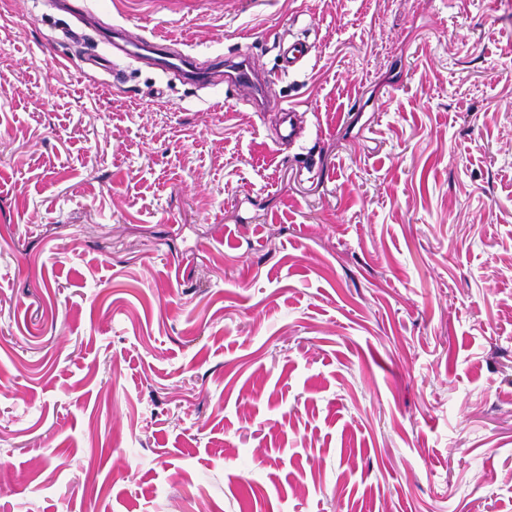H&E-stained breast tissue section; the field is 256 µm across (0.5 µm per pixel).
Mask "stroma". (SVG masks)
<instances>
[{"mask_svg":"<svg viewBox=\"0 0 512 512\" xmlns=\"http://www.w3.org/2000/svg\"><path fill=\"white\" fill-rule=\"evenodd\" d=\"M72 3L0 0V512H512V0ZM184 45L177 41L169 44H161L147 38L140 39L131 49H127L129 55H143V52L150 54L154 64L162 71H173L181 73L187 80L194 84H205L210 82L214 75L220 73L224 77V83L228 86L246 87L252 92L250 102L257 111H262L271 98V79H263L254 63L245 59L240 62L224 59L219 60L216 66L201 64L199 66L195 58L182 51L171 49V45ZM224 66V74H223ZM311 56V46L305 41L296 40L286 45L281 52L282 70L289 73L306 64Z\"/></svg>","mask_w":512,"mask_h":512,"instance_id":"stroma-1","label":"stroma"}]
</instances>
